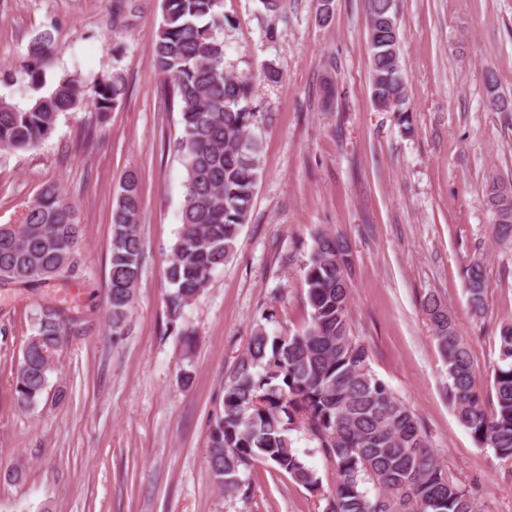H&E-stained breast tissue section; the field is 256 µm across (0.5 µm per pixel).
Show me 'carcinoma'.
Wrapping results in <instances>:
<instances>
[{
	"instance_id": "cac0c4a2",
	"label": "carcinoma",
	"mask_w": 512,
	"mask_h": 512,
	"mask_svg": "<svg viewBox=\"0 0 512 512\" xmlns=\"http://www.w3.org/2000/svg\"><path fill=\"white\" fill-rule=\"evenodd\" d=\"M265 15L288 21V0H260ZM131 0H112L114 37ZM371 99L397 113L401 131H414L405 107L395 0H367ZM224 0H163V17L153 46V66L163 91L180 112L182 134L175 142L185 171L181 226L167 276L168 322L176 328L184 309L204 290L213 273L235 253L253 206L261 144L252 78L227 69ZM112 74L93 90L94 109L105 117L122 103L127 84L113 49ZM82 81L61 79L46 96L21 108L0 99V151L26 150L53 131L62 112L78 107ZM496 238L512 241V189L492 185ZM140 183L129 173L115 198L108 304L112 334L125 328L143 258L139 234ZM83 229L74 205L59 186L43 187L20 224L0 225V283L27 284L79 272ZM348 246L324 232L313 242L303 267L308 319L298 332L270 335L254 324L245 352L224 382L221 409L211 421L207 463L215 484L247 494L244 479L268 464L309 491L321 479L292 447L288 434L304 429L338 475L324 512H479L476 486L450 479L431 450L417 415L371 369L369 350L350 327L352 289ZM473 315L486 310L489 283L479 262L466 270ZM423 308L446 365L448 399L475 441L512 463V323L498 333V357L488 373L491 396L476 389L468 342L441 300L430 294ZM71 318L45 306L34 318L35 333L23 349L14 376L19 407L38 406L48 387L53 359L66 341Z\"/></svg>"
}]
</instances>
